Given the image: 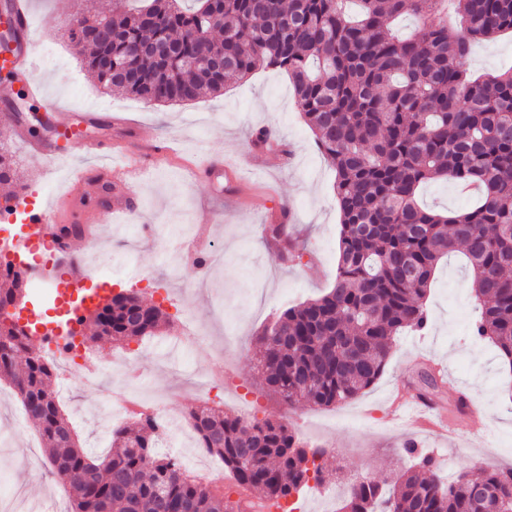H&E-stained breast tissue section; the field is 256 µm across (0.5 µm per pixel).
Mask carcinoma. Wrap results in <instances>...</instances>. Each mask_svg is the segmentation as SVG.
Instances as JSON below:
<instances>
[{"mask_svg": "<svg viewBox=\"0 0 512 512\" xmlns=\"http://www.w3.org/2000/svg\"><path fill=\"white\" fill-rule=\"evenodd\" d=\"M441 0H117L109 14L76 15L70 42L109 91L147 102L191 101L224 91L262 67L288 73L296 102L335 170L340 210L334 283L319 298L284 309L259 337L264 384L290 406L351 400L383 373L395 337L422 331L438 264L459 252L469 263L477 316L512 366V70L471 80L472 42L512 31V0H455L464 27L451 34ZM423 19L400 39L390 21ZM171 52L157 55V45ZM0 145V183L15 180ZM475 190L462 212L418 201L422 185ZM31 276L0 272V307L26 294ZM167 314L134 291L78 319L84 341L156 335ZM56 365L29 333L0 319V381L35 423L52 473L69 475L74 512H251L325 479L326 448H310L282 420L245 419L199 405L188 416L198 447L222 458L234 488L214 491L170 455L156 453L150 418L112 432V453L82 448L57 401ZM393 485L350 483L343 512H512V468L487 471L485 496L439 475L415 448ZM242 488L255 502L231 501Z\"/></svg>", "mask_w": 512, "mask_h": 512, "instance_id": "carcinoma-1", "label": "carcinoma"}]
</instances>
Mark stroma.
Here are the masks:
<instances>
[{
	"label": "stroma",
	"instance_id": "stroma-1",
	"mask_svg": "<svg viewBox=\"0 0 512 512\" xmlns=\"http://www.w3.org/2000/svg\"><path fill=\"white\" fill-rule=\"evenodd\" d=\"M30 6L46 98L32 102L20 96L16 103L27 112L33 132L48 133L39 118L51 104L79 112L100 102L109 112L134 119L135 145L161 141L172 149L143 174L135 212L112 218L98 214L99 264H88L82 250L57 260L65 273L77 271L92 282L133 290L169 316L170 324L160 335L123 346L106 340L82 346L93 368L110 366L120 355L136 356L140 383L148 397L164 403L183 452L195 443L188 411L206 401L232 415L248 410L287 421L302 440L330 448L328 476L340 485L358 476L389 480L409 465L405 450L411 445L436 458L446 481L462 472L475 478L488 469L512 467V366L489 341L469 334L475 301L471 275L457 252L436 270L425 301L426 330L409 329L398 336L383 374L356 398L330 408L287 406L265 388L257 344L261 328L283 307L325 294L339 257L335 172L315 145L286 72L260 69L243 80L228 81L220 95L166 106L108 93L68 41L65 22L86 9L111 11L112 0H30ZM466 68L476 76L511 70L512 34L478 42ZM263 127L274 130L277 143L288 145L289 162H282L272 149L256 153L251 136ZM3 139L19 162L20 194L28 201L54 196L73 166L99 164L97 155L82 154L61 162L45 180L24 143L0 130ZM213 161L253 175L252 185L232 196L225 184L196 179L195 168ZM284 209L291 212L288 242L304 253L300 268L278 260L266 245L265 230ZM183 224L205 227L209 239L224 250V263L208 282H199L190 262L176 271L171 268L177 229ZM185 306L199 315L211 350L224 353L223 390H198L194 371L199 364L191 356L178 363L166 357L175 335L182 332L179 310ZM437 363L443 371L437 374V389L427 397L452 416L444 432L403 419L395 407L404 395L424 394L419 374ZM53 388L69 392L63 407L81 445L107 455L112 430L105 425L103 392L75 381L58 380ZM20 409L10 390L0 391V503H21L31 512H46L54 503L67 512V493L48 471L31 419L17 421Z\"/></svg>",
	"mask_w": 512,
	"mask_h": 512
}]
</instances>
